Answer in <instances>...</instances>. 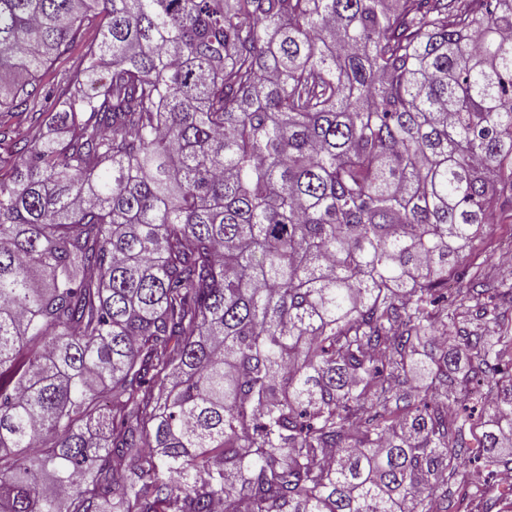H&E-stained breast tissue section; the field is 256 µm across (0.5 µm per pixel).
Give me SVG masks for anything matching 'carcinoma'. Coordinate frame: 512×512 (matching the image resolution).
I'll use <instances>...</instances> for the list:
<instances>
[{"label": "carcinoma", "instance_id": "cac0c4a2", "mask_svg": "<svg viewBox=\"0 0 512 512\" xmlns=\"http://www.w3.org/2000/svg\"><path fill=\"white\" fill-rule=\"evenodd\" d=\"M1 108L0 512H448L473 381L499 468L512 0H0ZM511 233V224H486L483 228L478 245L480 256L477 260V263H481L478 273L483 287H478L479 294H475L474 299L467 303L465 309L458 311L459 313L455 317L457 328L474 330L478 326L482 329L485 328L487 335H493L495 324L492 317L487 315L481 320L478 317L477 320L476 314L482 313L485 308L492 310L494 304L499 305L497 312H505L509 320L512 318V304L500 305L495 296L496 289H494L499 288L500 291H503L512 287V275L510 277L499 264L500 255L511 248ZM492 296L493 298H491Z\"/></svg>", "mask_w": 512, "mask_h": 512}]
</instances>
